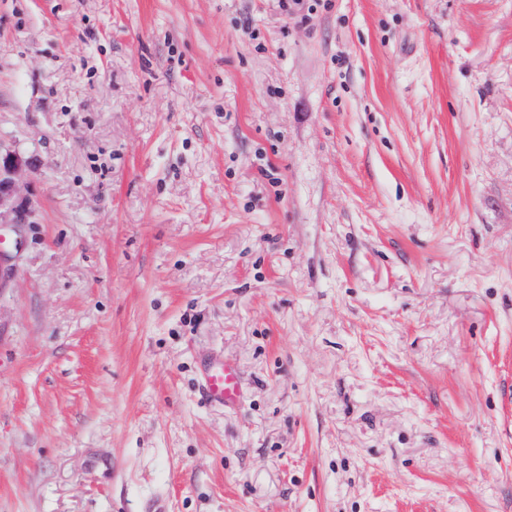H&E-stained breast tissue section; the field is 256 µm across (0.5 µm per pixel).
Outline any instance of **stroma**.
Masks as SVG:
<instances>
[{"instance_id": "stroma-1", "label": "stroma", "mask_w": 512, "mask_h": 512, "mask_svg": "<svg viewBox=\"0 0 512 512\" xmlns=\"http://www.w3.org/2000/svg\"><path fill=\"white\" fill-rule=\"evenodd\" d=\"M306 5L0 0V512H512V0ZM24 165L23 159L0 150V224H24L29 210L19 201L15 177ZM198 371L207 400L226 409H235L240 404L243 383L234 362L214 354L199 360Z\"/></svg>"}]
</instances>
